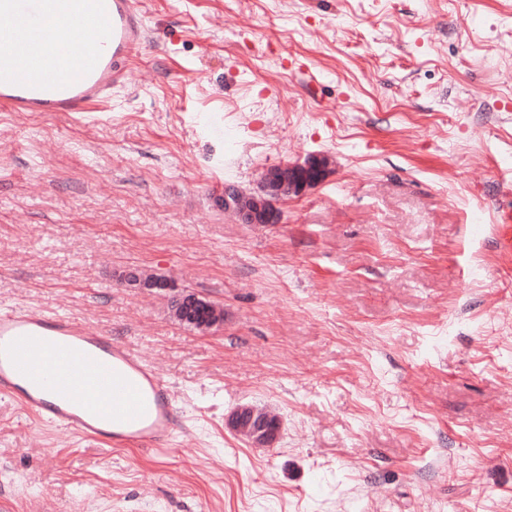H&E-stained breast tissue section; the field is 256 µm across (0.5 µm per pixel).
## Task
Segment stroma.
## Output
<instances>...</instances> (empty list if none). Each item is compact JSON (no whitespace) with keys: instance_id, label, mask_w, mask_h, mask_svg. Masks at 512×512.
Segmentation results:
<instances>
[{"instance_id":"35a3bbf8","label":"stroma","mask_w":512,"mask_h":512,"mask_svg":"<svg viewBox=\"0 0 512 512\" xmlns=\"http://www.w3.org/2000/svg\"><path fill=\"white\" fill-rule=\"evenodd\" d=\"M137 6L108 104L0 110V308L127 344L184 428L111 448L0 395V512H512V0ZM311 154L278 223L224 210ZM239 406L274 447L226 428ZM126 283L138 288L169 291L171 294L169 309L171 317L181 325L189 324V328L199 333H206L214 327L224 324V309L218 305L209 310L208 315L204 318H189L188 309L199 304L200 297L190 291L177 288L174 284L155 275L140 270L130 271L126 276ZM199 313L201 315L207 313V304L200 303ZM227 425L257 447H273L281 431V423L276 415L248 406L235 410Z\"/></svg>"}]
</instances>
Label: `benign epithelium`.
<instances>
[{
    "instance_id": "1",
    "label": "benign epithelium",
    "mask_w": 512,
    "mask_h": 512,
    "mask_svg": "<svg viewBox=\"0 0 512 512\" xmlns=\"http://www.w3.org/2000/svg\"><path fill=\"white\" fill-rule=\"evenodd\" d=\"M327 173V158L311 155L302 164L287 163L266 170L258 191L248 197L239 195L229 187L224 188L221 203L224 204V210L235 212L244 224H275L279 220L274 207L276 199L305 193L321 183ZM126 283L138 288L169 291L171 317L181 325H190L191 329L199 333H206L224 324V309L218 305L209 310L204 318L188 317V309L200 303L199 296L155 275L134 270L127 274ZM227 425L257 447L274 446L281 431V423L276 415L248 406L235 410Z\"/></svg>"
}]
</instances>
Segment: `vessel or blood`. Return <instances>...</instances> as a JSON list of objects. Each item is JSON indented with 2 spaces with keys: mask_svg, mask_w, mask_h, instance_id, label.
<instances>
[{
  "mask_svg": "<svg viewBox=\"0 0 512 512\" xmlns=\"http://www.w3.org/2000/svg\"><path fill=\"white\" fill-rule=\"evenodd\" d=\"M144 38L135 0H0V108L91 112ZM0 393L112 447L166 451L181 427L154 367L58 314L0 311Z\"/></svg>",
  "mask_w": 512,
  "mask_h": 512,
  "instance_id": "1",
  "label": "vessel or blood"
}]
</instances>
